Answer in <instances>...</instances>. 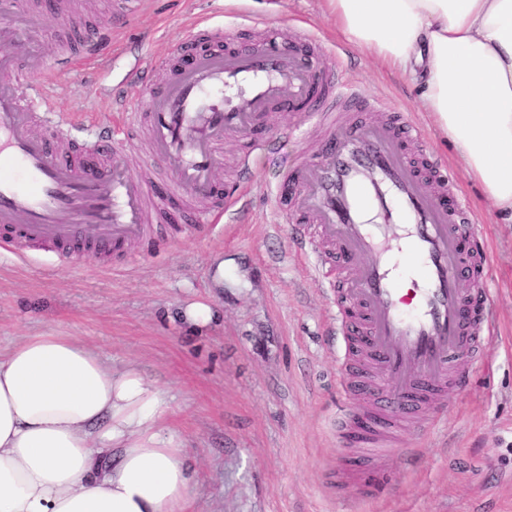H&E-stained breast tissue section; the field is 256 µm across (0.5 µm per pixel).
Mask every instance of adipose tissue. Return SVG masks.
Wrapping results in <instances>:
<instances>
[{
    "mask_svg": "<svg viewBox=\"0 0 512 512\" xmlns=\"http://www.w3.org/2000/svg\"><path fill=\"white\" fill-rule=\"evenodd\" d=\"M353 45L419 72L422 106L512 223V0H324ZM164 393L54 332L0 354V512H189Z\"/></svg>",
    "mask_w": 512,
    "mask_h": 512,
    "instance_id": "obj_1",
    "label": "adipose tissue"
}]
</instances>
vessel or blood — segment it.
Listing matches in <instances>:
<instances>
[{
  "label": "vessel or blood",
  "mask_w": 512,
  "mask_h": 512,
  "mask_svg": "<svg viewBox=\"0 0 512 512\" xmlns=\"http://www.w3.org/2000/svg\"><path fill=\"white\" fill-rule=\"evenodd\" d=\"M0 10L17 16L0 24V241L121 253L146 238L147 200L162 211L184 193L211 200L195 218L211 224L244 192L240 185L219 192L215 181L227 139L262 126L277 105L307 106L334 130L323 154L286 172L298 191L279 203L318 225L353 270L336 291L337 309H356L353 325L341 328V355L349 392L369 396L374 412L366 428L338 416L337 432L367 458L337 470L336 481L360 484L368 496L382 492L387 448L401 425L448 385L469 382L488 342L475 301L488 292L482 236L463 199L443 203L448 182L423 150L422 132L393 110L381 121L359 119L365 96L343 79L321 78L318 60L294 42L200 48L143 104H112L130 128L148 129L152 158L172 177L166 195L156 197L149 181L132 175L122 145L111 147L105 163L81 167L36 133V122L53 111L48 92L9 75L18 69L16 44L38 56L48 38L21 23V0H0ZM405 260L422 273L409 300L398 276Z\"/></svg>",
  "instance_id": "vessel-or-blood-1"
}]
</instances>
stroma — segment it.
<instances>
[{"mask_svg": "<svg viewBox=\"0 0 512 512\" xmlns=\"http://www.w3.org/2000/svg\"><path fill=\"white\" fill-rule=\"evenodd\" d=\"M117 0H38L31 22L54 32L81 20L96 42L93 65L45 58L42 82L58 117L83 112L124 146L134 175L163 189L144 136L130 135L113 97L144 100L137 64L174 63L190 25L223 28L221 47L269 35L318 37L323 71L342 74L368 97L403 112L468 203L489 255L488 309L494 337L466 390L449 387L409 423L387 491L372 499L337 490L345 454L336 435L343 400L336 304L295 251L302 234L326 250L314 225L282 212L274 190L287 167L319 156L329 141L312 125L289 136L298 113L272 112L254 134L228 141L219 160L225 184L251 175L247 209L201 231L185 198L153 227L151 247L114 258L91 250L67 256L52 247L0 242V353L25 336L53 331L94 347L113 369L137 368L167 396V427L194 465L193 512H512V223L497 215L468 177L455 147L421 107V89L376 56L349 43L324 16L321 0H140L113 27ZM263 149L253 150L254 140ZM202 302L206 325L185 317Z\"/></svg>", "mask_w": 512, "mask_h": 512, "instance_id": "obj_1", "label": "stroma"}]
</instances>
